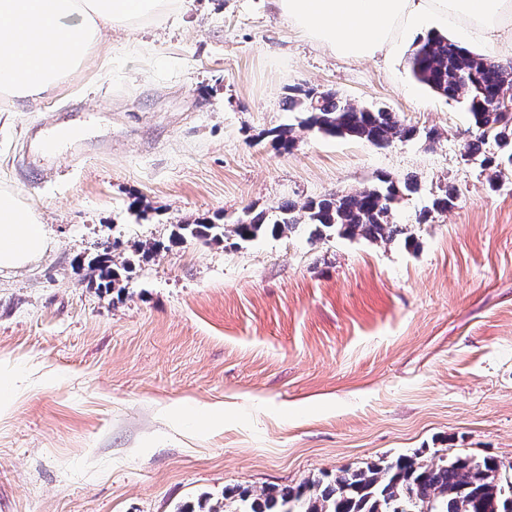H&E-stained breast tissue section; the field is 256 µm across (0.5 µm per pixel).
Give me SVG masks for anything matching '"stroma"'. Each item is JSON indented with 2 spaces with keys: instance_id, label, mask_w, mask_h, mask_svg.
Segmentation results:
<instances>
[{
  "instance_id": "obj_1",
  "label": "stroma",
  "mask_w": 512,
  "mask_h": 512,
  "mask_svg": "<svg viewBox=\"0 0 512 512\" xmlns=\"http://www.w3.org/2000/svg\"><path fill=\"white\" fill-rule=\"evenodd\" d=\"M412 47L345 60L269 0H177L104 30L54 93L0 97V188L53 240L0 270V387H19L0 512H176L417 450L512 461V167L493 181L465 156L463 106L416 81ZM308 89L421 135L300 128L288 99ZM286 125L285 151L270 132ZM381 177L415 186L394 212L412 245L310 224L175 238ZM447 184L455 207L430 212ZM105 251L107 291L76 262Z\"/></svg>"
}]
</instances>
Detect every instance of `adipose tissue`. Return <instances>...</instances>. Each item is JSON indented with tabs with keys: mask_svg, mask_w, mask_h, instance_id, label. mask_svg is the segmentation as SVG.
Segmentation results:
<instances>
[{
	"mask_svg": "<svg viewBox=\"0 0 512 512\" xmlns=\"http://www.w3.org/2000/svg\"><path fill=\"white\" fill-rule=\"evenodd\" d=\"M172 0H0V94L40 98L79 63L103 29L144 20ZM289 24L337 56L367 59L444 28L464 46L512 42V0H271ZM51 246L46 224L0 189V269Z\"/></svg>",
	"mask_w": 512,
	"mask_h": 512,
	"instance_id": "obj_1",
	"label": "adipose tissue"
}]
</instances>
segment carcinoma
<instances>
[{
    "mask_svg": "<svg viewBox=\"0 0 512 512\" xmlns=\"http://www.w3.org/2000/svg\"><path fill=\"white\" fill-rule=\"evenodd\" d=\"M409 64L418 82L443 98L464 104L476 131V136L464 143L466 156L481 154L491 137L507 151L503 161L512 165V111L501 105L505 97L512 102V66L499 65L440 33L420 41L410 54ZM295 108L307 114L303 126L309 130L375 146L395 139L409 140L418 133L416 127L401 123L384 108L364 107L332 91L306 90L303 98L289 99L288 109ZM404 188L408 190L410 185L400 187L382 177L356 192L341 191L311 200L299 210L285 202L278 207L279 219L270 225L261 213L230 229L204 220L177 225L176 237L208 244L224 240L231 232L242 241H250L268 228L276 233L306 223L340 237L385 242L403 236L409 243L413 235L408 228L393 221V210ZM456 199L455 190L444 187L433 199L431 210L423 212L417 223H426L432 210L448 211ZM87 268L90 280L100 288H109L117 277L109 252L88 260ZM510 496L512 463L494 456L475 459L458 454L448 458L416 451L259 493L249 488L229 489L220 502L187 505L180 512H507L505 502Z\"/></svg>",
    "mask_w": 512,
    "mask_h": 512,
    "instance_id": "cac0c4a2",
    "label": "carcinoma"
}]
</instances>
